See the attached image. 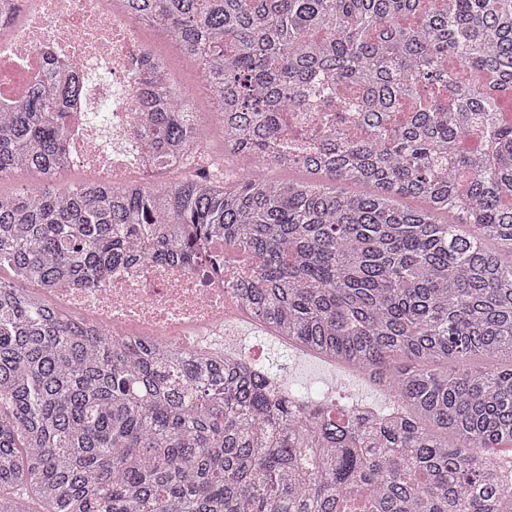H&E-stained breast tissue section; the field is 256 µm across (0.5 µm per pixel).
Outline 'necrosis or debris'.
<instances>
[{"label": "necrosis or debris", "instance_id": "4bbe7bcc", "mask_svg": "<svg viewBox=\"0 0 512 512\" xmlns=\"http://www.w3.org/2000/svg\"><path fill=\"white\" fill-rule=\"evenodd\" d=\"M144 31L120 0H20L16 13L0 15V99H22L48 55L65 58L87 82L85 109L67 132L73 166L98 183L145 180L156 150L140 137L150 115L130 85L143 58L156 54ZM51 295L112 335L205 350H226V327L239 311L223 270L178 263L139 262L93 287L64 283Z\"/></svg>", "mask_w": 512, "mask_h": 512}]
</instances>
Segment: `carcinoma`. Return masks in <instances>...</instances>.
<instances>
[{
  "label": "carcinoma",
  "mask_w": 512,
  "mask_h": 512,
  "mask_svg": "<svg viewBox=\"0 0 512 512\" xmlns=\"http://www.w3.org/2000/svg\"><path fill=\"white\" fill-rule=\"evenodd\" d=\"M122 2L196 61L253 166L229 179L193 95L149 74L167 180L62 186L82 90L57 61L0 110V181L36 175L0 194V512H512V457L487 455L512 449V0ZM293 168L314 178L268 175ZM203 241L251 259L227 267L247 312L392 404L296 399L46 304ZM470 357L490 364L445 370Z\"/></svg>",
  "instance_id": "obj_1"
}]
</instances>
